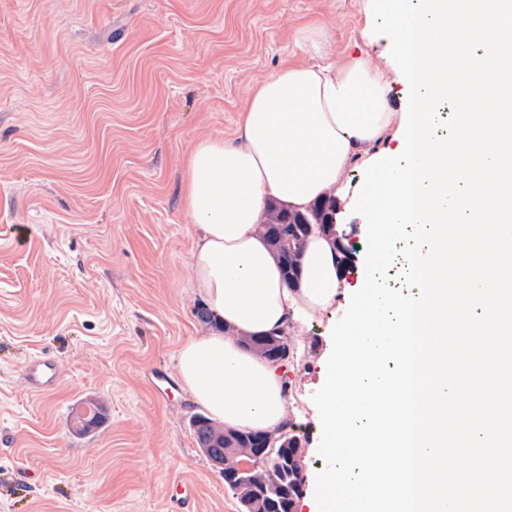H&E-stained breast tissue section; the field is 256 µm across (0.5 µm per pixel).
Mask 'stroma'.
Instances as JSON below:
<instances>
[{
    "instance_id": "stroma-1",
    "label": "stroma",
    "mask_w": 512,
    "mask_h": 512,
    "mask_svg": "<svg viewBox=\"0 0 512 512\" xmlns=\"http://www.w3.org/2000/svg\"><path fill=\"white\" fill-rule=\"evenodd\" d=\"M330 29L329 59L383 65L359 0H0V512H171L170 481L191 484L189 512H240L199 448L201 414L177 382L157 397L146 374L175 377L196 315L183 200L187 155L231 137L252 88L301 59L297 34ZM347 172L340 217L365 281L366 231ZM341 312L295 322L285 380L308 436L306 474L325 464L312 397ZM62 369L31 392L30 359ZM92 401L105 420L75 434Z\"/></svg>"
}]
</instances>
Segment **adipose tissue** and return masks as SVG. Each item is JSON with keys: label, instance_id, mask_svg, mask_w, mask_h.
Returning a JSON list of instances; mask_svg holds the SVG:
<instances>
[{"label": "adipose tissue", "instance_id": "adipose-tissue-1", "mask_svg": "<svg viewBox=\"0 0 512 512\" xmlns=\"http://www.w3.org/2000/svg\"><path fill=\"white\" fill-rule=\"evenodd\" d=\"M329 33L301 29L313 63L293 61L256 86L233 138L206 137L189 154L184 204L199 229L195 286L225 329L189 338L178 370L193 401L228 430L272 432L289 418L279 366L243 339L313 320L350 294L339 240L313 227L297 287L284 281L260 230L267 204L304 211L341 192L353 162L369 159L401 123L391 88L365 58L318 63Z\"/></svg>", "mask_w": 512, "mask_h": 512}]
</instances>
